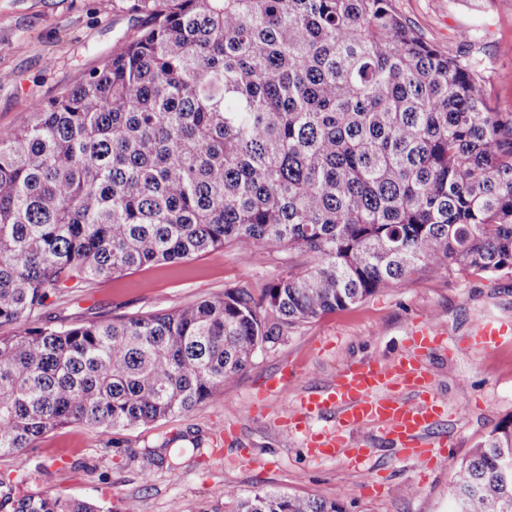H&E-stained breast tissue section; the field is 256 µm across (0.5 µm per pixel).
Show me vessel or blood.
<instances>
[{
	"label": "vessel or blood",
	"instance_id": "b4317fda",
	"mask_svg": "<svg viewBox=\"0 0 512 512\" xmlns=\"http://www.w3.org/2000/svg\"><path fill=\"white\" fill-rule=\"evenodd\" d=\"M512 334L508 326L479 327L469 337L472 347L491 348L502 337ZM446 336L435 322L419 320L407 339L405 353L391 362H356L341 368L327 388L299 397L296 411L284 424L293 433L302 430L308 419L333 416L332 428L311 435L307 445L322 457L346 456L351 464H360L366 449L356 447L355 435L369 424H379L395 439L403 458L422 471L447 454L446 438L427 439L430 428L445 412L432 390L421 363L426 355L443 347Z\"/></svg>",
	"mask_w": 512,
	"mask_h": 512
}]
</instances>
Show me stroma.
Masks as SVG:
<instances>
[{"label": "stroma", "instance_id": "35a3bbf8", "mask_svg": "<svg viewBox=\"0 0 512 512\" xmlns=\"http://www.w3.org/2000/svg\"><path fill=\"white\" fill-rule=\"evenodd\" d=\"M427 42L477 70L490 107L512 112V0H392ZM129 0H0V133L32 118L46 102L99 67L140 15ZM285 247L261 244L249 258L227 246L167 265L98 279L47 308L67 325L179 308L243 285L261 290L288 267ZM429 317L450 350L425 357L433 389L447 406L433 435L448 439L445 461L420 472L372 425L356 438L362 466L318 458L308 433L333 425L312 419L307 433L283 422L307 390L332 383L347 363L391 361L406 350L414 322ZM485 323L512 325V276L440 270L412 275L352 305L285 329L260 348L238 377L191 411L125 432L105 446L81 424L53 430L17 456L0 457V482L12 498L63 495L119 512H236L257 493L339 500L344 512H456L450 487L457 467L501 421L512 419V340L478 351L465 341ZM265 411L254 407L270 380Z\"/></svg>", "mask_w": 512, "mask_h": 512}]
</instances>
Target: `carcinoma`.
Listing matches in <instances>:
<instances>
[{"instance_id":"1","label":"carcinoma","mask_w":512,"mask_h":512,"mask_svg":"<svg viewBox=\"0 0 512 512\" xmlns=\"http://www.w3.org/2000/svg\"><path fill=\"white\" fill-rule=\"evenodd\" d=\"M138 31L0 134V456L206 402L284 328L442 266L512 274V112L392 0H133ZM260 243L306 257L256 294L57 325L100 277ZM512 420L455 472L458 512H512ZM12 512H106L3 494ZM238 512H343L256 494Z\"/></svg>"}]
</instances>
